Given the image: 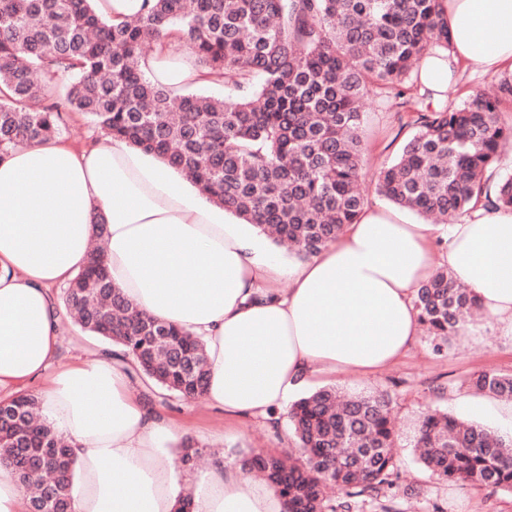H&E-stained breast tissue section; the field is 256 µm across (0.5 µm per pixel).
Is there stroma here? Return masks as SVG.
<instances>
[{
  "instance_id": "obj_1",
  "label": "stroma",
  "mask_w": 512,
  "mask_h": 512,
  "mask_svg": "<svg viewBox=\"0 0 512 512\" xmlns=\"http://www.w3.org/2000/svg\"><path fill=\"white\" fill-rule=\"evenodd\" d=\"M410 134V128L400 126L392 100L378 95L366 100L362 182L367 203L380 199L374 185L375 171L393 157ZM485 370L512 374V335H504L499 323L482 317L470 321L443 352H435L429 337L423 334L397 363L376 375L337 374L338 388L391 395L399 433L400 483L415 489L414 494H399L384 503L366 501L358 512H512V493L492 487L467 490L441 482L418 464L413 453L418 422L431 409L467 420L471 417L470 405L479 401L487 408L480 424L500 435L512 436V418L502 413L499 399L475 393L464 385L469 376ZM152 405L183 426L187 437L201 448L205 461L218 452L234 458L241 453L279 451L294 445L288 426H281L275 434L250 417L228 420L204 400L157 398ZM205 461L199 464V471H206Z\"/></svg>"
}]
</instances>
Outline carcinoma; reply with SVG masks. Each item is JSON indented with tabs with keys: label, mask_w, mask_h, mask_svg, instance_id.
<instances>
[{
	"label": "carcinoma",
	"mask_w": 512,
	"mask_h": 512,
	"mask_svg": "<svg viewBox=\"0 0 512 512\" xmlns=\"http://www.w3.org/2000/svg\"><path fill=\"white\" fill-rule=\"evenodd\" d=\"M187 47L203 79L226 97L173 95L141 62L166 38ZM449 43L438 0H144V13L99 17L92 0H0V153L59 135L64 115L88 116L104 137L164 157L209 201L308 258L336 240L364 206L359 191L362 104L377 87L414 129L375 179L376 191L419 215L512 209V177L491 182L512 125L500 120L512 80L459 107L431 92H407L414 65ZM62 311L109 346L103 357L134 360L158 397L203 394L204 341L134 308L112 285L103 249L61 295ZM415 307L441 352L480 309L446 267L416 292ZM469 388L512 400V375L482 371ZM31 395L0 402V460L25 491L49 487L43 512H71L75 460L64 438L37 416ZM288 422L300 456L257 453L240 460L285 499L288 512H354L357 500L396 496V434L385 395L324 387L295 401ZM414 447L439 480L512 492V437L430 411ZM182 446L177 463L195 466Z\"/></svg>",
	"instance_id": "carcinoma-1"
}]
</instances>
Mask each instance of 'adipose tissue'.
<instances>
[{"label": "adipose tissue", "instance_id": "adipose-tissue-1", "mask_svg": "<svg viewBox=\"0 0 512 512\" xmlns=\"http://www.w3.org/2000/svg\"><path fill=\"white\" fill-rule=\"evenodd\" d=\"M448 48L420 67L440 92L465 73L512 74V0H440ZM146 77L175 95L200 84L192 56L152 53ZM113 285L138 309L206 343L205 397L228 416L267 420L312 377L373 375L416 342L413 300L443 262L512 334V209L433 225L364 206L319 253L284 264L252 227L229 219L161 157L106 138L77 149L50 140L0 155V397L34 394L76 461L72 512H287L266 481L215 456L202 477L166 451L184 430L139 395L128 366L58 365L61 317L50 295L87 265L97 224ZM288 280V292L278 283ZM121 493H114V485Z\"/></svg>", "mask_w": 512, "mask_h": 512}]
</instances>
